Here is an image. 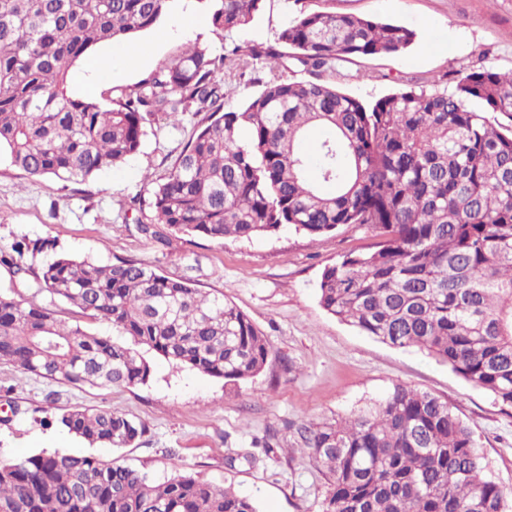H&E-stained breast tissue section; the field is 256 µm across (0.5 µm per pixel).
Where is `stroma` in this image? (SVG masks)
Wrapping results in <instances>:
<instances>
[{"mask_svg":"<svg viewBox=\"0 0 512 512\" xmlns=\"http://www.w3.org/2000/svg\"><path fill=\"white\" fill-rule=\"evenodd\" d=\"M310 11L355 14L398 22L416 34L394 55L357 57L330 82L366 103L404 86L443 91L455 73L486 66L512 73V0H303ZM196 0H179L155 29L133 41L141 63H116V75L96 86L106 101L111 88L131 87L170 63L190 44L221 52L223 42L204 26L177 29L179 14L198 12ZM293 10L289 0H266L262 14L237 42L270 41ZM187 112L176 124L148 126L139 153L99 171L82 184L30 177L0 151V249L21 237L55 240L59 249L113 263L133 258L173 279L193 278L220 292L262 330L271 345L263 371L233 387L152 358L147 384L130 388L50 383L0 365V388L13 387L20 411L0 397V454L41 450L87 452L79 438L50 425L57 409L111 408L142 421L134 444L92 449L95 455L170 477L174 463L217 487L233 486L258 512H321L327 480L300 435L302 427L344 417L403 384L448 402L472 432L490 474L512 491V409L465 382L448 365L416 349L377 341L322 309L323 269L350 252L372 249L366 227L340 226L311 238L286 229L249 241H213L169 235L166 244L139 230L149 222L150 190L196 129ZM255 456V464L242 453Z\"/></svg>","mask_w":512,"mask_h":512,"instance_id":"stroma-1","label":"stroma"}]
</instances>
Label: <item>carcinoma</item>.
<instances>
[{
	"label": "carcinoma",
	"instance_id": "1",
	"mask_svg": "<svg viewBox=\"0 0 512 512\" xmlns=\"http://www.w3.org/2000/svg\"><path fill=\"white\" fill-rule=\"evenodd\" d=\"M175 0H0V148L30 177L84 183L137 154L146 124L203 115L151 193L141 233L251 240L292 227L319 237L359 224L379 239L327 266L320 306L396 348H416L512 408V75L461 72L451 92L407 87L372 104L319 81L353 56L394 55L411 29L298 8L272 42L219 53L192 46L104 105L68 90L75 62L106 42L154 28ZM212 31L247 28L265 0H197ZM257 86L229 104L224 72ZM477 100L475 112L466 102ZM316 178L298 145L310 128ZM0 264L37 293L112 326L100 335L31 298L0 293V364L72 387L148 382L153 353L226 383L264 368L271 346L222 293L174 280L139 260L102 264L22 238ZM52 422L90 447L122 448L145 425L110 408H64ZM327 479L322 512H509L469 428L448 402L396 385L346 417L304 427ZM0 512H258L233 487L176 470L162 483L91 454L0 455Z\"/></svg>",
	"mask_w": 512,
	"mask_h": 512
}]
</instances>
